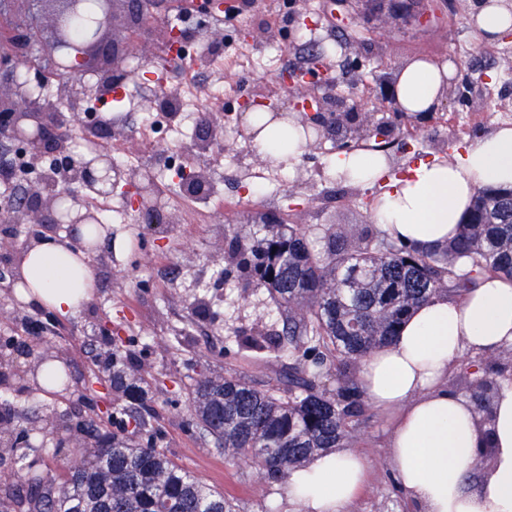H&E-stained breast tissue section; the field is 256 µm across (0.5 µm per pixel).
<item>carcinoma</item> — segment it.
<instances>
[{"instance_id":"cac0c4a2","label":"carcinoma","mask_w":512,"mask_h":512,"mask_svg":"<svg viewBox=\"0 0 512 512\" xmlns=\"http://www.w3.org/2000/svg\"><path fill=\"white\" fill-rule=\"evenodd\" d=\"M224 261L249 270L286 312L280 333L246 336L243 347H286L313 368L296 363L261 388L234 375L201 378L195 418L231 460L248 458L260 478L277 482L352 440L362 413L359 367L395 340L413 310L436 296L460 300L488 275L512 279V189L477 190L456 237L440 246L410 249L371 224H347L326 231L318 248L306 227L280 221L227 238ZM504 353L457 375L481 419L512 371V348ZM127 370L124 350L113 348L112 394L124 403L115 429L91 425L84 451L58 473L31 462L23 482L1 481L0 512H227L223 493L157 448L156 429L136 408L143 389ZM332 371L328 389L322 379Z\"/></svg>"}]
</instances>
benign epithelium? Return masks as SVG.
I'll use <instances>...</instances> for the list:
<instances>
[{
  "label": "benign epithelium",
  "mask_w": 512,
  "mask_h": 512,
  "mask_svg": "<svg viewBox=\"0 0 512 512\" xmlns=\"http://www.w3.org/2000/svg\"><path fill=\"white\" fill-rule=\"evenodd\" d=\"M15 2L17 0H0V26L4 28V35L17 32L36 35L46 67L23 68L21 55L0 54V79L6 81V85L0 86V140L6 139L22 148L34 163L45 156L55 157L66 165V171L62 177L52 171H43L39 187L23 188L10 197V222L33 224L34 239L64 228L71 241L79 245L84 225L99 223L95 209L87 204L88 193L108 199L121 184L125 186L126 198L135 211L163 216L158 202L160 190L149 173L124 175L107 152L79 160L74 158L69 150L72 121L64 113L43 103L19 104V99L31 97L29 89L46 86V68L61 79L60 90L71 95L82 90L87 75L99 77L98 91L101 93L110 92L112 87L126 81L130 76L128 47L118 32L127 33L146 24L145 2L100 0L99 12L88 20L82 38L71 39L62 34L59 20L78 12L81 0H43L52 17L51 39L48 41L43 38L40 26L27 16L5 12V5ZM313 76L312 71H290L280 77L281 84L288 89L292 111L304 113V123L321 132L332 121V113L338 112L342 115L355 113L367 124H373L374 114L365 111V105L350 104L341 96H327L318 101L317 109H312L308 102L300 99L295 89L300 81ZM78 124L86 138L99 141L112 135V125L100 118L80 120ZM183 188L188 193L205 191V175L196 171L190 173ZM36 357L37 352L29 344L10 353H1L0 386H27L31 362ZM79 435V421L72 418L66 428L56 431V446L65 448Z\"/></svg>",
  "instance_id": "obj_1"
}]
</instances>
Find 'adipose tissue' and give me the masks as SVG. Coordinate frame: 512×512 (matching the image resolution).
<instances>
[{
    "mask_svg": "<svg viewBox=\"0 0 512 512\" xmlns=\"http://www.w3.org/2000/svg\"><path fill=\"white\" fill-rule=\"evenodd\" d=\"M468 23L482 42L512 32V10L505 0H483ZM448 66L412 60L399 71L395 98L409 113L432 111L448 84ZM251 142L273 163L291 166L302 152L297 130L264 108L247 117ZM288 146L276 148L278 137ZM334 174L370 185L388 163L383 155L355 150L336 156ZM386 185L374 204L379 224L404 245L429 248L452 239L477 189L512 186V126L472 140L455 165L420 160ZM18 275L28 286L25 300L62 317L83 311L96 288L87 253L50 236L20 252ZM512 347V281L491 277L463 301L437 297L405 320L397 339L365 362L361 382L375 406L393 413L391 458L399 480L418 512H512V380L502 381L493 401L491 438L476 427L470 404L449 392V367L465 352L488 353ZM490 446L491 461L476 487L468 474ZM367 462L358 452L339 448L315 457L288 475L293 512H345L362 490Z\"/></svg>",
    "mask_w": 512,
    "mask_h": 512,
    "instance_id": "adipose-tissue-1",
    "label": "adipose tissue"
}]
</instances>
